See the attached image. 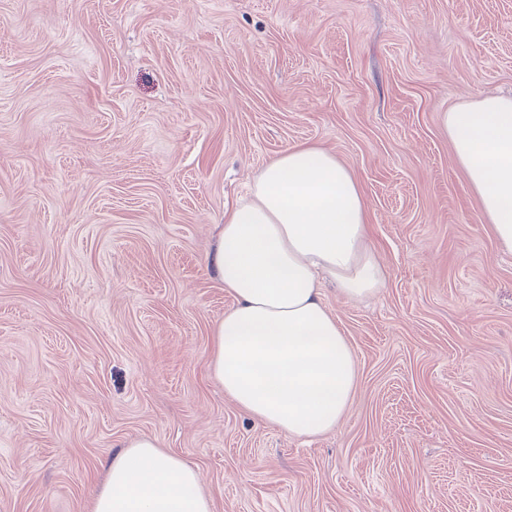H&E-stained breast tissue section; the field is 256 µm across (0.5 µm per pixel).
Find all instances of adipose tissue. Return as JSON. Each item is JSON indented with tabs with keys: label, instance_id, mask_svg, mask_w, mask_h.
<instances>
[{
	"label": "adipose tissue",
	"instance_id": "obj_1",
	"mask_svg": "<svg viewBox=\"0 0 512 512\" xmlns=\"http://www.w3.org/2000/svg\"><path fill=\"white\" fill-rule=\"evenodd\" d=\"M439 123L497 243L511 252L512 97L459 103ZM208 265L233 298L212 330L210 368L225 396L257 423L297 438L333 431L358 369L321 283L348 299L386 283L351 169L314 144L285 148L225 211ZM106 473L91 512H213L195 469L157 441L128 442Z\"/></svg>",
	"mask_w": 512,
	"mask_h": 512
}]
</instances>
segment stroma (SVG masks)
I'll return each instance as SVG.
<instances>
[{
    "instance_id": "35a3bbf8",
    "label": "stroma",
    "mask_w": 512,
    "mask_h": 512,
    "mask_svg": "<svg viewBox=\"0 0 512 512\" xmlns=\"http://www.w3.org/2000/svg\"><path fill=\"white\" fill-rule=\"evenodd\" d=\"M512 95V0H0V512H89L156 439L214 512H512V254L439 127ZM312 142L365 198L383 291L324 301L336 430L212 376L207 267L256 169Z\"/></svg>"
}]
</instances>
